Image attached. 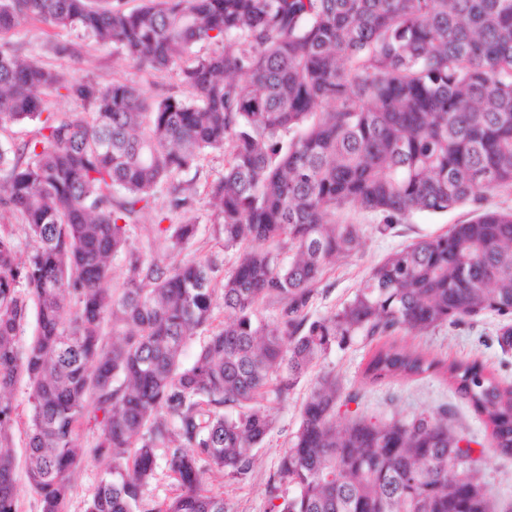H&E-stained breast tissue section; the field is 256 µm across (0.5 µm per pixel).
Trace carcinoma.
Instances as JSON below:
<instances>
[{
	"instance_id": "cac0c4a2",
	"label": "carcinoma",
	"mask_w": 512,
	"mask_h": 512,
	"mask_svg": "<svg viewBox=\"0 0 512 512\" xmlns=\"http://www.w3.org/2000/svg\"><path fill=\"white\" fill-rule=\"evenodd\" d=\"M27 20L116 46L139 70L176 69L185 94L150 99L131 82L101 86L22 59L6 36ZM53 96L78 107L58 112ZM30 122L0 143V210L33 242L22 259L0 231V512H18L14 407L2 394L21 376L41 512H65L85 460L76 430L92 412V454L112 468L85 512H143L159 448L178 488L164 512H226L202 489L200 462L247 475L273 428L268 403L356 336L377 341L366 381L443 369L512 456V384L478 359L447 365L395 340L512 317V209L482 206L512 188V0H0V130ZM211 152L224 153L210 188L224 247H264L244 249L224 278L232 318L186 365L184 345L211 324L221 263L161 266L132 235L160 186L170 209L191 205L180 176ZM466 203L472 220L392 253L348 303L309 316L359 238L347 210L384 233ZM196 230L169 225V249ZM117 257L125 273L112 288ZM359 400L336 374L316 378L275 473L293 494L270 512H494L448 409L356 414L338 428V403Z\"/></svg>"
}]
</instances>
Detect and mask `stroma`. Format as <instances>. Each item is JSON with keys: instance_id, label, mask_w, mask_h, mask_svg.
<instances>
[{"instance_id": "35a3bbf8", "label": "stroma", "mask_w": 512, "mask_h": 512, "mask_svg": "<svg viewBox=\"0 0 512 512\" xmlns=\"http://www.w3.org/2000/svg\"><path fill=\"white\" fill-rule=\"evenodd\" d=\"M11 39L23 56L37 58L59 71L77 72L79 77L101 85L115 80L128 81L137 84L149 97L179 96L184 91L177 72L137 70L113 47L82 42L66 32L57 34L35 22L17 26L11 33ZM56 43L76 45L78 56L55 53L52 46ZM223 171L224 156L216 152L206 155L197 168L183 174V181L193 188L191 206L185 211H169L167 188L158 190L152 209L141 215L133 231L134 243L147 259L166 265L177 258L191 260L216 254L223 259L224 270L232 269L239 251L225 248L222 239L216 235L209 204V186ZM162 212L167 213L172 224L189 218L196 221L197 233L180 254L169 250L164 235L158 230L157 216ZM472 216L473 207L469 204L456 206L442 214L416 213L382 235L376 231V220L370 214L357 209L348 212L347 221L361 228L359 242L348 256L338 258L325 276L309 307L311 317H320L340 308L353 297L368 272L390 253L410 243L445 233L452 225L466 223ZM502 324V317L488 313L456 326L446 324L425 334H408L403 341L448 363L481 360L502 380L510 382L512 350L502 351L497 342ZM370 350L369 341L355 337L347 347L330 353L318 369L334 372L344 390L359 391L361 402L357 410L376 420L385 419L395 412L413 415L448 407L453 425L473 440L475 453L482 458L481 476L494 507L512 502V457L502 456L493 449L489 429L469 403L460 398L439 374L427 373L378 384L364 382L362 372ZM313 381V376H305L287 401L270 404L273 430L263 445L256 449V462L247 476L205 474L204 488L223 496L226 512H269L272 496H290L288 487H275L273 475L280 455L299 426L300 408ZM6 397L15 408L10 446L16 458L18 512H41L38 497L30 489L25 473L26 431L31 409L25 380H18ZM108 466V461L90 459L75 470L66 512H84Z\"/></svg>"}]
</instances>
